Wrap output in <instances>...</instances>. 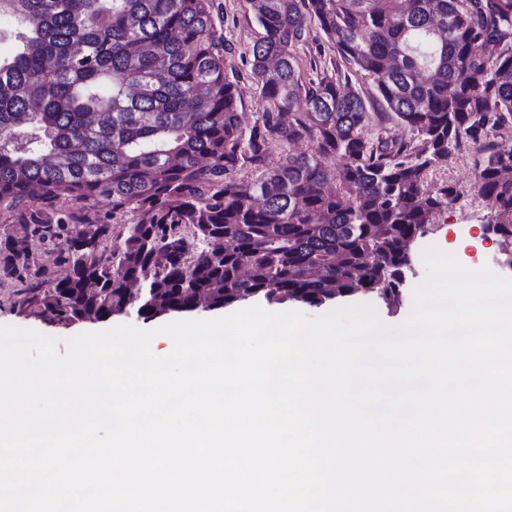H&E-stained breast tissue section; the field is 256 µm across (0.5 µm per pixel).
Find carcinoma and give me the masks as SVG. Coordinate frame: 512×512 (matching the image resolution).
<instances>
[{"instance_id": "obj_1", "label": "carcinoma", "mask_w": 512, "mask_h": 512, "mask_svg": "<svg viewBox=\"0 0 512 512\" xmlns=\"http://www.w3.org/2000/svg\"><path fill=\"white\" fill-rule=\"evenodd\" d=\"M247 2L264 31L251 75L268 103L249 127L213 0H0L16 45L0 57V205L26 206L30 237L71 274L49 278L7 237L0 273L46 278L43 310L147 321L203 296L218 310L357 294L395 309L411 243L460 197L429 176L469 147L481 153L473 192L512 246V150L486 141L512 130V0ZM313 25L336 61L311 63L304 80L294 48ZM359 76L373 93L351 87ZM373 104L409 137L365 139ZM274 146L284 158L268 168ZM61 197L109 198L112 220L139 219L109 250L97 215L36 207ZM187 232L201 243L192 255ZM91 281L97 298L83 293Z\"/></svg>"}]
</instances>
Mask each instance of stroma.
Instances as JSON below:
<instances>
[{"instance_id": "obj_1", "label": "stroma", "mask_w": 512, "mask_h": 512, "mask_svg": "<svg viewBox=\"0 0 512 512\" xmlns=\"http://www.w3.org/2000/svg\"><path fill=\"white\" fill-rule=\"evenodd\" d=\"M213 12L221 22V31L230 48L224 52V70L230 75H239L244 109L245 124H252L264 104L250 74L252 46L262 34L255 22L246 0H214ZM478 153L465 154L449 159L441 168L434 171L432 182L450 183L456 186L461 196L456 203L442 211L434 220L430 234L412 244L414 273L404 287L403 304L398 312H388L378 305L375 297L360 294L352 298V305H374L381 321L401 325L413 308V291L422 284L427 271L421 257L425 246H436L443 252L453 254L466 265L489 267L495 274L512 279V253L505 251L495 236L485 231L487 210L481 200L470 192L474 180ZM41 291L29 288L10 278L0 277V325H10L34 329L47 336L67 339L88 331H100L120 324H132L141 329H154L164 325V318L150 321L136 315H117L104 321H79L66 323L59 321L54 314L40 313L36 304Z\"/></svg>"}]
</instances>
